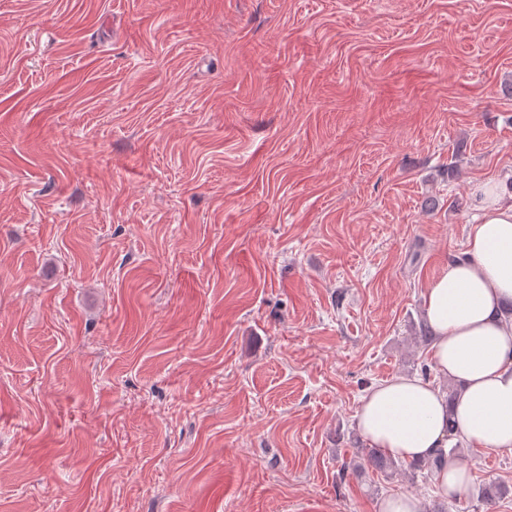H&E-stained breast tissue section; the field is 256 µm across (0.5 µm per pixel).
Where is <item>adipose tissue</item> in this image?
Returning <instances> with one entry per match:
<instances>
[{
    "mask_svg": "<svg viewBox=\"0 0 512 512\" xmlns=\"http://www.w3.org/2000/svg\"><path fill=\"white\" fill-rule=\"evenodd\" d=\"M479 215L463 257L450 260L424 292V316L436 337L437 373L455 385L448 397L433 383L398 376L363 397L356 428L393 459L420 462L448 446L446 425L489 452L512 450V195L497 184L474 186Z\"/></svg>",
    "mask_w": 512,
    "mask_h": 512,
    "instance_id": "adipose-tissue-1",
    "label": "adipose tissue"
}]
</instances>
